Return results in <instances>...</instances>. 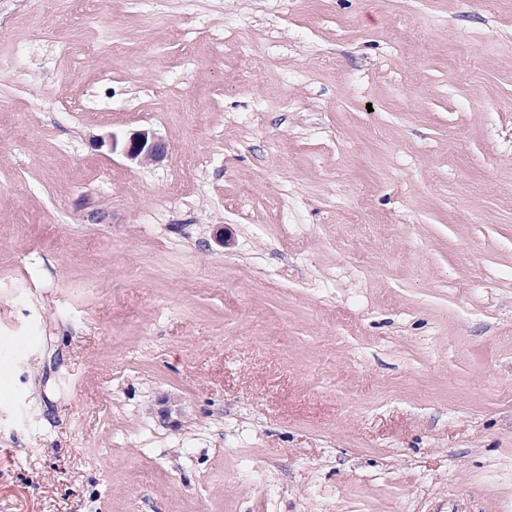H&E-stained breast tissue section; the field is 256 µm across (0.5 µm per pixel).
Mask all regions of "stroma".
Returning <instances> with one entry per match:
<instances>
[{
    "label": "stroma",
    "instance_id": "35a3bbf8",
    "mask_svg": "<svg viewBox=\"0 0 512 512\" xmlns=\"http://www.w3.org/2000/svg\"><path fill=\"white\" fill-rule=\"evenodd\" d=\"M0 512H512V0H0ZM166 152L165 143L149 130L136 131L121 144V153L129 161L139 164L159 162Z\"/></svg>",
    "mask_w": 512,
    "mask_h": 512
}]
</instances>
